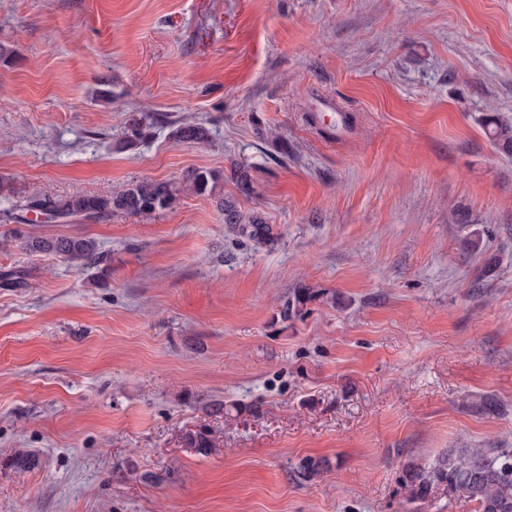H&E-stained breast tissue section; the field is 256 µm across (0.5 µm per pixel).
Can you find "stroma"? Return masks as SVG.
<instances>
[{"mask_svg":"<svg viewBox=\"0 0 512 512\" xmlns=\"http://www.w3.org/2000/svg\"><path fill=\"white\" fill-rule=\"evenodd\" d=\"M0 47V210L238 163L277 233L23 225L95 240L78 274L0 217V512H478L403 466L512 448V0H0ZM489 125H492L490 135L498 151L512 155V123L493 118ZM175 142L182 143H205L209 138V131L206 127L196 123H180L171 132Z\"/></svg>","mask_w":512,"mask_h":512,"instance_id":"1","label":"stroma"}]
</instances>
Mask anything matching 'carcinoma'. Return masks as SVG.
I'll return each instance as SVG.
<instances>
[{
  "label": "carcinoma",
  "mask_w": 512,
  "mask_h": 512,
  "mask_svg": "<svg viewBox=\"0 0 512 512\" xmlns=\"http://www.w3.org/2000/svg\"><path fill=\"white\" fill-rule=\"evenodd\" d=\"M147 115H132L128 120V137L140 139L146 131ZM490 135L499 152L512 155V123L491 119ZM176 142L205 143L209 138L206 127L196 123H181L171 132ZM224 174L209 169H194L176 180L144 179L123 185L106 195L57 196L44 193L28 197L5 212L6 219L25 224L27 214L36 213L48 223H64L75 217L97 219L112 214L138 215L170 207L180 195L190 192L216 199L224 223L233 233L257 244L275 242L272 225L258 216L244 217L234 203L224 199L221 186ZM20 244L31 253L60 255L74 269L83 272L103 260L97 243L83 236L26 237ZM311 298L305 290L295 293L285 302L284 315L289 317ZM404 478L412 496L423 498L440 487L463 491L478 503V512H512V448H452L432 467L409 463L404 466Z\"/></svg>",
  "instance_id": "1"
}]
</instances>
